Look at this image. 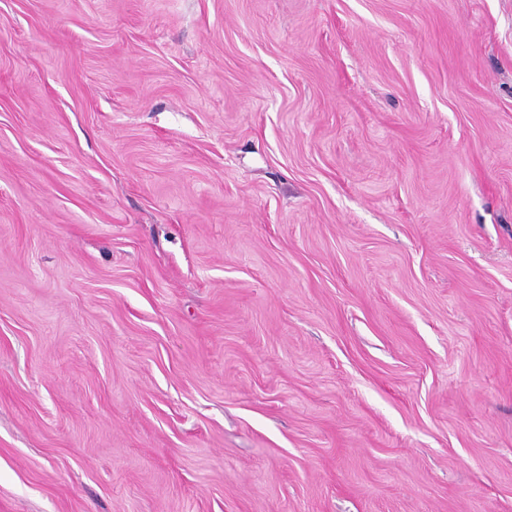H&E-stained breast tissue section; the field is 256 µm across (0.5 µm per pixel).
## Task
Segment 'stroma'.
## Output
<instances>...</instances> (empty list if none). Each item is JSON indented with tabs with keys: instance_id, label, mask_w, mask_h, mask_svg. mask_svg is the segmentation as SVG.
Here are the masks:
<instances>
[{
	"instance_id": "stroma-1",
	"label": "stroma",
	"mask_w": 512,
	"mask_h": 512,
	"mask_svg": "<svg viewBox=\"0 0 512 512\" xmlns=\"http://www.w3.org/2000/svg\"><path fill=\"white\" fill-rule=\"evenodd\" d=\"M0 512H512V0H0Z\"/></svg>"
}]
</instances>
